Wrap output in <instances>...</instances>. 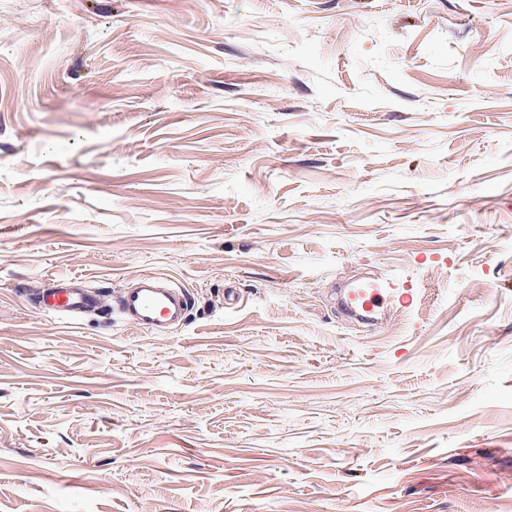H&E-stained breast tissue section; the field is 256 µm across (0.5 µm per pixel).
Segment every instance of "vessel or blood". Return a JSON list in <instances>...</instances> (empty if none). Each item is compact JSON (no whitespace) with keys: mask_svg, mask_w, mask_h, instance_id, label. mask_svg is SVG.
<instances>
[{"mask_svg":"<svg viewBox=\"0 0 512 512\" xmlns=\"http://www.w3.org/2000/svg\"><path fill=\"white\" fill-rule=\"evenodd\" d=\"M354 298L369 312L396 304L404 307L410 304L406 289L393 280L356 289ZM35 303L51 315L75 319L97 306L98 295L79 278L59 276L51 287L36 296ZM116 304L118 312L136 327L161 332L186 321L192 298L187 290L148 274L142 277L138 287L122 291Z\"/></svg>","mask_w":512,"mask_h":512,"instance_id":"obj_1","label":"vessel or blood"}]
</instances>
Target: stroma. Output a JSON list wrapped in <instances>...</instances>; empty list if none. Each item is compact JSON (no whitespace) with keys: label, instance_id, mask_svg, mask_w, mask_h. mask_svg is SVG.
I'll return each mask as SVG.
<instances>
[{"label":"stroma","instance_id":"35a3bbf8","mask_svg":"<svg viewBox=\"0 0 512 512\" xmlns=\"http://www.w3.org/2000/svg\"><path fill=\"white\" fill-rule=\"evenodd\" d=\"M0 512H512V0H0ZM116 304L118 312L139 329L162 332L187 320L192 298L187 290L148 274L137 288L122 291ZM50 288L43 289L35 303L45 312L66 318H78L86 311L98 305V295L87 288L81 279L59 276ZM408 290L396 281L386 280L377 286L356 289L353 297L364 310L373 313L397 303L408 307L411 304Z\"/></svg>","mask_w":512,"mask_h":512}]
</instances>
